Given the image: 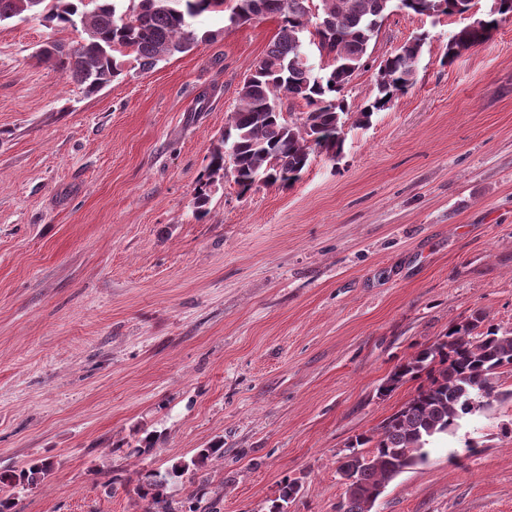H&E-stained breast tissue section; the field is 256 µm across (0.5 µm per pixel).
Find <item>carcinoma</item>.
I'll list each match as a JSON object with an SVG mask.
<instances>
[{
	"label": "carcinoma",
	"instance_id": "cac0c4a2",
	"mask_svg": "<svg viewBox=\"0 0 512 512\" xmlns=\"http://www.w3.org/2000/svg\"><path fill=\"white\" fill-rule=\"evenodd\" d=\"M230 25L254 17L277 15L279 32L266 54L249 67L238 91V106L214 147L206 181L197 191V207L209 200L208 180L230 167L243 191L256 181L291 184L323 150L335 152L343 119L344 98L356 72L367 65L368 49L379 33L378 24L398 5L409 15L452 16L471 8L472 0H233ZM224 9V0H0V22L23 13L39 16L60 27H83L87 38L78 47L54 44L45 60L61 73L94 91L121 74L118 57L130 51L140 68L148 70L176 53L191 50L214 34L198 35L194 20ZM512 18V0H495L487 17L461 27L449 38L443 62L451 64L463 48L482 45L491 30ZM310 39H305V35ZM315 45L327 60L316 74L306 61L305 43ZM423 37L405 43L378 66V94L359 112L366 124L373 113L416 83ZM301 99L310 110L290 121L284 100ZM512 371V329L486 322L476 310L451 325L443 339L420 349L399 365L381 392L393 391L407 379L426 376L415 394L387 417L378 433L359 435L339 455L341 478L354 479L359 491L345 489L337 512H369L370 497L407 469L424 463L429 445L453 433L467 416L494 401L512 400V389H501V370ZM224 458L218 442L181 461L172 474L198 471L210 458ZM51 471L42 461L0 475V512L15 508L16 488L30 485ZM167 477L155 475L136 494L151 499L161 512H176L164 499ZM300 484L284 481L270 512H286L299 494Z\"/></svg>",
	"mask_w": 512,
	"mask_h": 512
}]
</instances>
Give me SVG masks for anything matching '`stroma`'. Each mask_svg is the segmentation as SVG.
Returning a JSON list of instances; mask_svg holds the SVG:
<instances>
[{
	"label": "stroma",
	"instance_id": "obj_1",
	"mask_svg": "<svg viewBox=\"0 0 512 512\" xmlns=\"http://www.w3.org/2000/svg\"><path fill=\"white\" fill-rule=\"evenodd\" d=\"M390 14L347 89L337 154L290 186L195 191L249 66L280 27L228 26L97 92L37 55L83 42L21 15L0 23V472L53 467L19 512H147L169 474L181 512H336L337 458L415 393L395 367L474 310L512 328V20L453 63L449 37L486 17ZM416 84L359 125L378 62L418 35ZM156 448L131 455L146 433ZM197 474L172 467L214 440ZM476 453H468V446ZM374 512H512V400L467 417ZM153 479L145 486L136 488V494L142 499H147L150 496L152 504L160 506L162 512H176L172 504L164 499L163 489L167 482V476L153 475Z\"/></svg>",
	"mask_w": 512,
	"mask_h": 512
}]
</instances>
